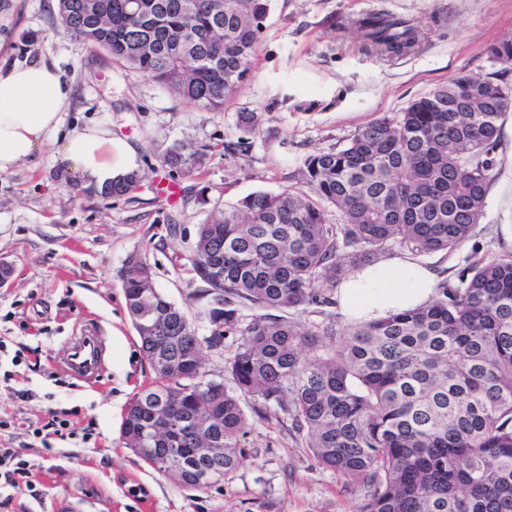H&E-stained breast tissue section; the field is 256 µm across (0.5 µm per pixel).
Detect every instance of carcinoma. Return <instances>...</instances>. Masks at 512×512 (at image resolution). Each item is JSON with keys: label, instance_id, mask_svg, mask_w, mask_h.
I'll return each mask as SVG.
<instances>
[{"label": "carcinoma", "instance_id": "cac0c4a2", "mask_svg": "<svg viewBox=\"0 0 512 512\" xmlns=\"http://www.w3.org/2000/svg\"><path fill=\"white\" fill-rule=\"evenodd\" d=\"M65 30L175 96L222 112L251 73L267 0H58ZM365 48L407 54L422 33L371 15ZM512 62V39L489 48ZM476 107L456 112L465 88ZM503 85L462 76L370 121L336 149L309 155L299 185L254 192L197 226L189 262L213 325L255 310L228 362L260 419L276 414L317 463L364 490L356 512H512V253L483 259L431 302L319 335L279 312L330 307L353 269L396 247L414 258L451 252L483 214L505 113ZM205 154L174 144L163 162L192 171ZM133 170L94 192L131 194ZM333 206L340 223L329 222ZM125 306L156 379L136 392L123 441L158 472L204 493L197 476L227 477L244 461L248 416L203 372L212 339L155 286L146 260L120 270ZM152 329L143 327L144 317ZM180 415L177 444L141 439L153 408Z\"/></svg>", "mask_w": 512, "mask_h": 512}]
</instances>
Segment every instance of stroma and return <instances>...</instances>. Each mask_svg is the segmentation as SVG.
Returning a JSON list of instances; mask_svg holds the SVG:
<instances>
[{"mask_svg": "<svg viewBox=\"0 0 512 512\" xmlns=\"http://www.w3.org/2000/svg\"><path fill=\"white\" fill-rule=\"evenodd\" d=\"M383 13L417 24L425 39L387 61L363 48L359 19ZM512 38V0H270L250 78L223 111L187 103L113 63L62 26L57 0H0V61L55 60L71 84L67 122L107 123L131 149L141 179L132 194H80L52 148L0 176V448L27 461L32 490L0 477V512H354L361 492L318 465L286 426L251 417L243 464L201 494L125 448L122 419L154 373L128 317L119 271L146 258L159 291L198 336L212 330L189 263L198 224L247 194L296 182L303 160L345 144L360 127L453 79L471 75L512 87V64L488 55ZM257 111L247 135L238 113ZM203 151L201 168L166 167L173 144ZM486 207L470 239L421 256L454 283L474 261L512 252V113L501 127ZM179 188L176 201L159 181ZM94 326L105 341L96 382L56 360L70 337Z\"/></svg>", "mask_w": 512, "mask_h": 512, "instance_id": "stroma-1", "label": "stroma"}]
</instances>
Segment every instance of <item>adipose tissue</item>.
Returning <instances> with one entry per match:
<instances>
[{
  "label": "adipose tissue",
  "instance_id": "obj_1",
  "mask_svg": "<svg viewBox=\"0 0 512 512\" xmlns=\"http://www.w3.org/2000/svg\"><path fill=\"white\" fill-rule=\"evenodd\" d=\"M71 97L54 61L0 64V175L11 174L49 144L66 172L85 185L99 187L115 177L127 145L102 124L65 127ZM435 285L429 268L397 255L352 271L336 303L347 319L374 321L428 303Z\"/></svg>",
  "mask_w": 512,
  "mask_h": 512
}]
</instances>
